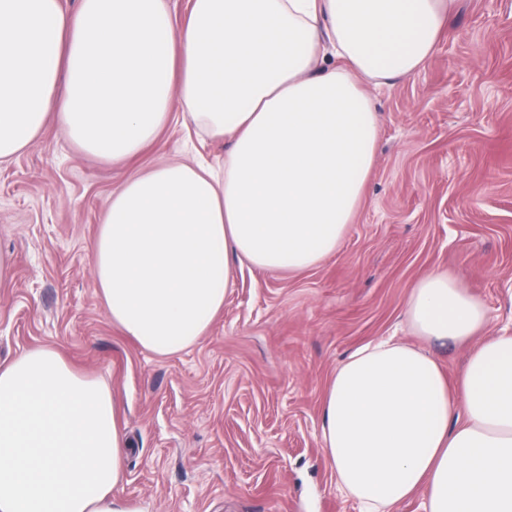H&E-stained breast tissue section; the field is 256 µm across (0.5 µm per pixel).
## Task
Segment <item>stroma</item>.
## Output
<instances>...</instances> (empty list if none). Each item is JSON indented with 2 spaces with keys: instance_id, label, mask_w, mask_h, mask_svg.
Here are the masks:
<instances>
[{
  "instance_id": "35a3bbf8",
  "label": "stroma",
  "mask_w": 512,
  "mask_h": 512,
  "mask_svg": "<svg viewBox=\"0 0 512 512\" xmlns=\"http://www.w3.org/2000/svg\"><path fill=\"white\" fill-rule=\"evenodd\" d=\"M380 134L354 224L297 272L234 267L223 309L190 348L160 356L112 324L93 247L113 189L168 162H224L227 141L181 114L136 157L86 156L56 120L0 167V362L57 348L103 380L129 439L117 496L144 512H357L321 444L337 365L391 338L457 381L467 349L415 335L417 281L448 271L512 331V0H459L417 74L372 92Z\"/></svg>"
}]
</instances>
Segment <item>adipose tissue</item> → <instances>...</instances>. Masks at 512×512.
Instances as JSON below:
<instances>
[{
  "label": "adipose tissue",
  "mask_w": 512,
  "mask_h": 512,
  "mask_svg": "<svg viewBox=\"0 0 512 512\" xmlns=\"http://www.w3.org/2000/svg\"><path fill=\"white\" fill-rule=\"evenodd\" d=\"M458 0H0V167L49 118L101 160L137 156L181 110L223 170L168 163L116 190L92 257L112 323L142 349L194 345L234 264L301 271L336 252L379 136L368 84L419 72ZM426 340L469 344L456 384L390 339L345 359L322 447L358 512H512V333L447 272L412 289ZM110 388L50 346L0 363V512H141L115 496L127 441Z\"/></svg>",
  "instance_id": "1"
}]
</instances>
